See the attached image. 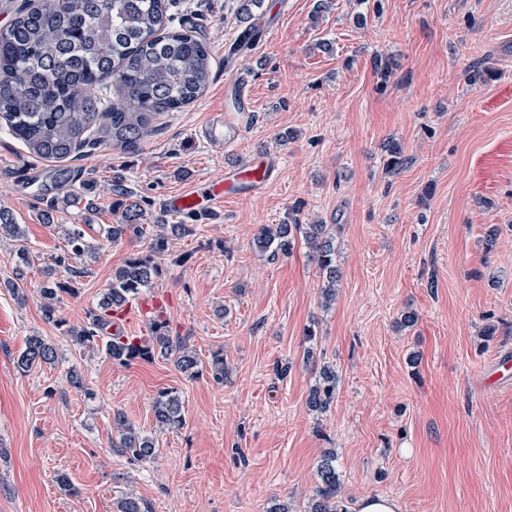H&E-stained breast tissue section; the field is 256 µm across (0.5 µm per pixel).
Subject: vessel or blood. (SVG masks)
Segmentation results:
<instances>
[{
	"instance_id": "1",
	"label": "vessel or blood",
	"mask_w": 512,
	"mask_h": 512,
	"mask_svg": "<svg viewBox=\"0 0 512 512\" xmlns=\"http://www.w3.org/2000/svg\"><path fill=\"white\" fill-rule=\"evenodd\" d=\"M240 134L239 128L223 118H215L205 135L212 143L225 145L235 141ZM270 176L268 162L259 161L247 168H228L224 177L202 186L196 183L188 185L181 191L170 194L165 206L167 209L203 215L217 204L229 199L239 198L242 192H252L261 188Z\"/></svg>"
}]
</instances>
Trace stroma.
Listing matches in <instances>:
<instances>
[{
	"label": "stroma",
	"instance_id": "stroma-1",
	"mask_svg": "<svg viewBox=\"0 0 512 512\" xmlns=\"http://www.w3.org/2000/svg\"><path fill=\"white\" fill-rule=\"evenodd\" d=\"M165 3L214 63L203 95L158 115L137 147L48 162L0 127V209L30 249L20 267L0 238V512H118L128 493L145 512H309L327 451L344 506L384 495L403 512H512V377L490 380L512 358V0H263L251 22L264 42L231 59L239 0ZM242 98L251 111L237 112ZM221 111L237 114L241 133L220 148L202 131ZM390 141L409 158L403 169L385 166ZM252 159L273 168L262 192L207 219L165 209L176 189ZM63 169L90 186L88 201L64 206ZM118 175L132 198L113 191ZM132 201L146 238L107 239ZM297 201L301 223L336 227L341 277L327 308L303 238L273 259L253 244ZM185 223L191 233L171 239L142 295L164 300L169 333L200 374L77 349L65 326L90 322L114 270L160 225ZM69 224L98 257L54 324L37 287ZM19 269L17 297L4 283ZM407 309L418 321L402 330ZM34 334L57 361L25 372L16 361ZM326 365L336 396L313 412ZM72 366L83 389L67 381ZM164 388L179 391L185 424L161 433L153 401ZM119 412L157 437V456L114 447Z\"/></svg>",
	"mask_w": 512,
	"mask_h": 512
}]
</instances>
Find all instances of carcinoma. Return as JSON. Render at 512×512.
<instances>
[{
  "label": "carcinoma",
  "mask_w": 512,
  "mask_h": 512,
  "mask_svg": "<svg viewBox=\"0 0 512 512\" xmlns=\"http://www.w3.org/2000/svg\"><path fill=\"white\" fill-rule=\"evenodd\" d=\"M211 73V50L193 31L172 25L164 0H23L11 23L0 30V124L6 126L29 153L49 162L88 156L102 144L122 150L135 146L151 132L152 121L164 112H175L199 98ZM118 95L107 100L108 82ZM386 166L399 170L409 163L401 146H387ZM291 208L292 223L263 224L254 246L269 257L289 254L295 233L303 234L322 278L323 297H336L338 266L336 238L326 224H300ZM142 210L128 208L125 222L105 228L107 238H140ZM190 232L186 224H162L144 252L131 254L112 274L92 323L70 328L68 337L81 349L104 348L121 364L150 360L155 354L173 360L191 376L199 374V361L185 344L169 336L167 319H150V335L102 336L115 311L133 304L143 289L161 274L159 260L169 248V237ZM0 237L16 242L22 264H29L25 233L7 210H0ZM69 251L42 270L39 287L45 320L57 325V303L64 294L76 293V277L84 273L70 263L92 253L84 231L76 224L66 230ZM57 361L55 348L44 338L28 337L17 359L20 369ZM336 390V371L324 366L312 387L308 405L322 412ZM157 425L179 429L185 423L178 391L167 388L153 401ZM114 447L136 459L155 455L157 440L130 425L125 416L114 415ZM318 485L310 512H338L336 494L340 486L336 455H324L317 466Z\"/></svg>",
  "instance_id": "carcinoma-1"
}]
</instances>
